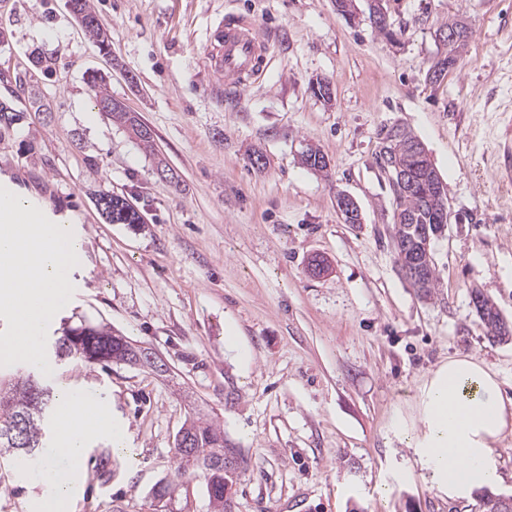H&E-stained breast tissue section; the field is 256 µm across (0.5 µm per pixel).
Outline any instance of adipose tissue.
Listing matches in <instances>:
<instances>
[{
	"label": "adipose tissue",
	"instance_id": "1",
	"mask_svg": "<svg viewBox=\"0 0 512 512\" xmlns=\"http://www.w3.org/2000/svg\"><path fill=\"white\" fill-rule=\"evenodd\" d=\"M58 404L59 433L43 468L44 479L53 483L55 491L35 499L38 512H58L61 503L71 498L75 472L60 471L56 458L78 460L89 440L101 435L108 436L113 447L127 445L124 429L104 403L81 402L76 391L65 387L58 394ZM418 407L420 432L410 433L399 415L391 427L409 435L437 489L449 499L465 500L479 489L502 483L495 450L512 432V403L503 398L498 375L484 360L453 356L441 363L424 382Z\"/></svg>",
	"mask_w": 512,
	"mask_h": 512
}]
</instances>
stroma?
<instances>
[{
  "label": "stroma",
  "mask_w": 512,
  "mask_h": 512,
  "mask_svg": "<svg viewBox=\"0 0 512 512\" xmlns=\"http://www.w3.org/2000/svg\"><path fill=\"white\" fill-rule=\"evenodd\" d=\"M90 2L110 55L66 0H0V102L15 114L0 121V183L77 221L74 293L49 337L101 324L169 372L50 358L42 384L93 394L127 435L122 450L88 442L69 512H156L196 407L240 452L235 512H481L479 496L439 492L390 423L420 428L419 390L451 356L483 359L512 402V339H488L470 296L481 289L512 324V0H383L386 35L367 0L352 20L335 0ZM227 17L266 48L242 84L204 63ZM451 18L467 45L433 81ZM94 74L153 129L154 152L97 107ZM323 80L331 99L311 90ZM396 124L447 186L434 300L395 260L394 196L375 154ZM310 147L327 171L302 164ZM101 191L144 223H109ZM341 192L361 223H344ZM317 255L320 276L308 269ZM41 494L25 464L0 458V512H30Z\"/></svg>",
  "instance_id": "35a3bbf8"
}]
</instances>
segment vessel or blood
<instances>
[{
  "instance_id": "1",
  "label": "vessel or blood",
  "mask_w": 512,
  "mask_h": 512,
  "mask_svg": "<svg viewBox=\"0 0 512 512\" xmlns=\"http://www.w3.org/2000/svg\"><path fill=\"white\" fill-rule=\"evenodd\" d=\"M211 43L214 51L210 63L219 78L239 80L258 72L263 48L252 33L237 23L225 22L214 31Z\"/></svg>"
}]
</instances>
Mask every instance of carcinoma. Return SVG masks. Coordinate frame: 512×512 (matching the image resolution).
Returning a JSON list of instances; mask_svg holds the SVG:
<instances>
[{
	"mask_svg": "<svg viewBox=\"0 0 512 512\" xmlns=\"http://www.w3.org/2000/svg\"><path fill=\"white\" fill-rule=\"evenodd\" d=\"M72 12L76 15L86 34L103 50L108 48L107 38L92 10L89 0H70ZM467 41V28L460 25L459 36L448 46L447 55L439 60L432 70L435 80L448 71L457 61V54ZM95 89L99 105H112L107 115L116 123L127 127L140 145L147 151L154 150V135L148 126L140 121L136 113L112 98L102 82L93 77L90 80ZM380 168L390 176L394 194L393 244L396 262L400 267L418 264L422 267L419 278L411 285L425 298L438 294L440 284L433 253L427 249L428 241L439 236L448 224L447 188L432 162L420 149L417 137L405 127H393L381 138L376 153ZM305 165L314 171L327 169V162L320 151L308 148L304 154ZM109 197L112 209L108 220L113 224H139L140 213L124 198L110 192L99 193V198ZM486 334L493 340H501L512 332L505 323L495 304L481 295V304L475 306ZM131 342L110 332L93 327L68 328L55 341L56 357L74 359L89 365L116 363L129 360ZM52 400L50 389L42 386L33 375H16L3 382L0 388V455L15 458L36 456L47 434L45 414ZM27 417L26 433L28 445L23 447L13 439L15 417ZM191 423L192 443L189 453L174 446V459L179 479L201 475L206 482L210 505L224 500V489L238 480L224 473V455L236 453V446L224 438V429L209 415L200 411L188 418ZM484 512H512V497H504L489 490L481 496Z\"/></svg>",
	"mask_w": 512,
	"mask_h": 512,
	"instance_id": "1",
	"label": "carcinoma"
}]
</instances>
